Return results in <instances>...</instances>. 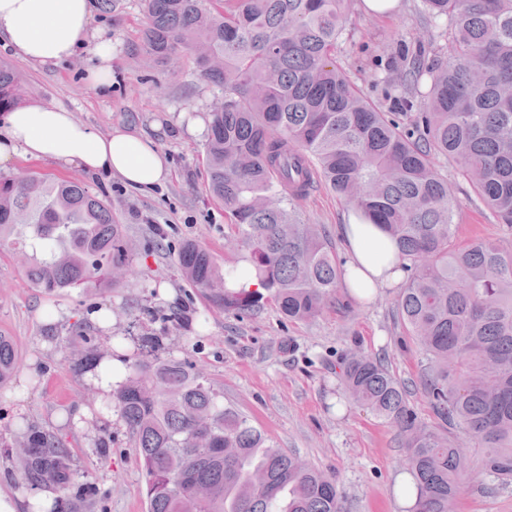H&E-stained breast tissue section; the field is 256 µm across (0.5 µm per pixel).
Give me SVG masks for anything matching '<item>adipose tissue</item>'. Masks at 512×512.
<instances>
[{
  "label": "adipose tissue",
  "mask_w": 512,
  "mask_h": 512,
  "mask_svg": "<svg viewBox=\"0 0 512 512\" xmlns=\"http://www.w3.org/2000/svg\"><path fill=\"white\" fill-rule=\"evenodd\" d=\"M94 0H0V48L30 63L49 67L88 51L92 87L112 84V43L95 39ZM78 167L102 179L119 178L148 193L163 184L170 169L162 152L146 136L121 128L98 133L63 108L25 105L0 113V171L18 159ZM348 250L345 278L351 289L370 297L398 279L395 247L379 225L352 210L342 227Z\"/></svg>",
  "instance_id": "ef3b65f1"
}]
</instances>
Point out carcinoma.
<instances>
[{"mask_svg": "<svg viewBox=\"0 0 512 512\" xmlns=\"http://www.w3.org/2000/svg\"><path fill=\"white\" fill-rule=\"evenodd\" d=\"M354 0H143L147 53L194 55L224 94L211 111L204 162L211 196L237 229L258 287L233 292L193 242L177 264L213 306L243 316L271 299L290 320L316 316L342 270L296 202L325 182L394 244L407 274L398 313L425 355L438 418L482 449V474L512 483V249L486 240L457 247L461 207L433 158L459 166L482 202L512 229V0H420L445 41V60L404 78L400 103L419 102L413 128L364 97L339 67ZM23 74L0 60V113L21 103ZM0 244L18 247L27 281L48 291L115 287L132 254L109 203L78 180L37 172L0 178ZM0 336V383L18 369ZM346 390L405 439L416 489L412 512H456L467 473L462 446L417 420L385 364L343 362ZM115 407L144 466L149 512H344L333 479L273 445L189 365L135 364ZM19 483L59 492L49 512H93L99 489L79 482L52 433L23 427Z\"/></svg>", "mask_w": 512, "mask_h": 512, "instance_id": "1", "label": "carcinoma"}]
</instances>
